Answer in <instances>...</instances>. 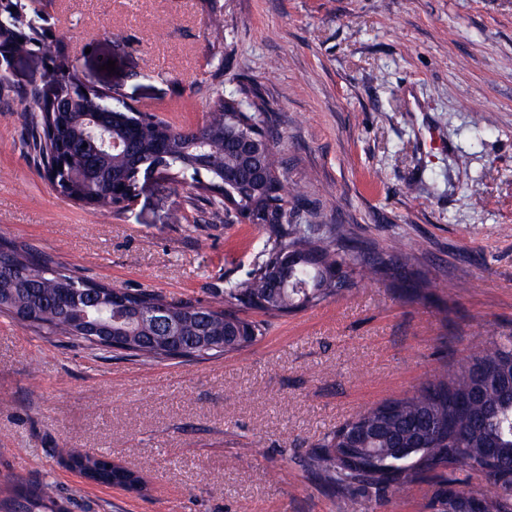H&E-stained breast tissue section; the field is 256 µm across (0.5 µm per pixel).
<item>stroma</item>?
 <instances>
[{"mask_svg":"<svg viewBox=\"0 0 512 512\" xmlns=\"http://www.w3.org/2000/svg\"><path fill=\"white\" fill-rule=\"evenodd\" d=\"M220 3L218 35L205 0H30L85 82L181 104L175 125L203 121L213 81L254 85L318 232L414 252L437 300L364 280L242 353L161 363L0 315V512L45 482L51 512H346L308 468L324 434L465 358L474 330L512 329V0ZM25 115L0 97V237L132 292L208 303L246 279L262 227L161 177L122 210L80 207L28 157ZM61 448L140 471L149 495L87 482ZM375 496L431 512L433 489Z\"/></svg>","mask_w":512,"mask_h":512,"instance_id":"35a3bbf8","label":"stroma"}]
</instances>
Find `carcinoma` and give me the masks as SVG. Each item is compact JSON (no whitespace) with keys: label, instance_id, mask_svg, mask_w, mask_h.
Here are the masks:
<instances>
[{"label":"carcinoma","instance_id":"cac0c4a2","mask_svg":"<svg viewBox=\"0 0 512 512\" xmlns=\"http://www.w3.org/2000/svg\"><path fill=\"white\" fill-rule=\"evenodd\" d=\"M42 17L27 0H0V62L42 48ZM50 68L40 82L21 88L0 76V95L14 94L31 107L24 127L28 155L59 196L85 207H118L113 193L136 187L148 171L164 173L180 186L201 192L210 204L244 224L264 227L262 259L248 278L224 289V302L203 304L157 293H133L128 303L98 302L108 286L70 277L80 302L68 298L56 263L24 243L0 239V265L9 275L3 288L16 289L10 304L24 309L31 326L68 340L87 323L112 326L119 347L131 357L165 361L242 352L265 334L267 323L240 316L256 309L275 318L334 299L357 285L355 277L376 279L407 300L431 296L427 273L400 250L384 253L348 236L337 226L330 235L311 232L297 217L302 187L282 175L280 135L268 124L266 101L246 86L209 95L203 122L175 127L156 114L127 103L112 110L121 94L85 84L77 64L61 48L47 50ZM265 142L263 153L246 158L241 140ZM266 170L257 180L252 170ZM235 175L224 182V172ZM157 310L177 326L181 346L149 340L138 317ZM512 371V333L481 338L473 352L440 369L412 394L372 406L326 433L311 452L309 468L328 490L350 502V512H374L370 496L352 489L387 488L396 492L416 483L434 487L433 500L471 497L482 512H512V391L495 375ZM488 374L481 395L469 399L476 378ZM72 468L95 472L103 457L60 449ZM484 477L478 490L460 486L456 473ZM113 480L142 488L135 472L119 465Z\"/></svg>","mask_w":512,"mask_h":512}]
</instances>
